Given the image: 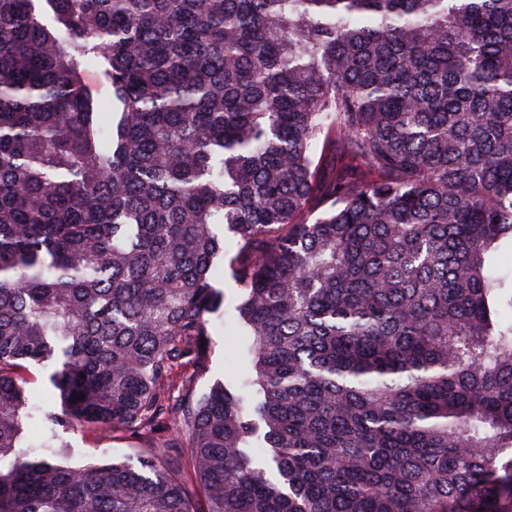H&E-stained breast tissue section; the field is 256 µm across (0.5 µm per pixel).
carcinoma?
Segmentation results:
<instances>
[{"instance_id": "1", "label": "carcinoma", "mask_w": 512, "mask_h": 512, "mask_svg": "<svg viewBox=\"0 0 512 512\" xmlns=\"http://www.w3.org/2000/svg\"><path fill=\"white\" fill-rule=\"evenodd\" d=\"M506 246L512 0H0V512H512ZM229 244L226 245L228 254L224 257V270L219 274L214 285L224 292V303L213 315V328L210 336V355L207 369L198 383L200 391H208L213 385L228 379L243 375L246 364L243 365L238 356L240 338L235 336L236 306L241 301V291L231 277L229 258L233 254ZM53 370L51 364L47 366L29 364L27 377L28 389L34 393L35 401L41 406L40 416L29 421V429L33 435L43 432V414L60 412L58 398L52 394V388L48 382V375ZM60 433L70 447L62 449L71 467H83L103 458L135 456L150 446L148 441L128 434L94 431L86 426H74L66 433Z\"/></svg>"}]
</instances>
